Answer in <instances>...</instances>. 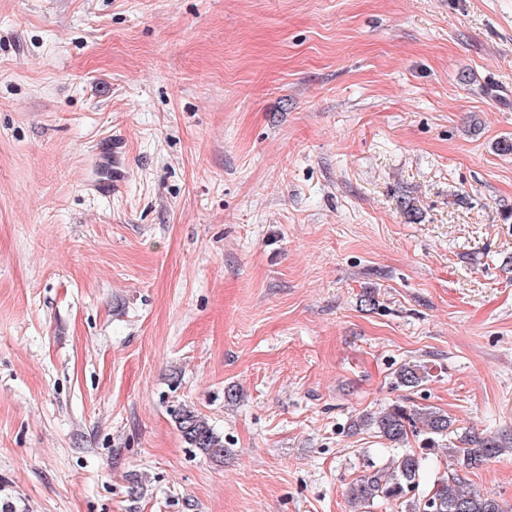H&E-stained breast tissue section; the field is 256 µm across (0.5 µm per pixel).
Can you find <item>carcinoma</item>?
I'll list each match as a JSON object with an SVG mask.
<instances>
[{"label": "carcinoma", "mask_w": 512, "mask_h": 512, "mask_svg": "<svg viewBox=\"0 0 512 512\" xmlns=\"http://www.w3.org/2000/svg\"><path fill=\"white\" fill-rule=\"evenodd\" d=\"M429 377V368L414 362L402 364L396 370V384L404 388H417ZM173 417L188 447L213 458H224V436L196 411L181 405L173 410ZM360 425L373 429L377 437L400 444L408 435L421 439L423 449L433 450L439 442L453 433V422L448 414L432 407L406 406L395 402L378 414L363 416ZM449 450L465 468H476L483 462L497 458L512 450V438L467 433L457 437ZM425 457L405 452L392 460L384 469L362 476L349 488L348 503L351 512H364V508L378 500H400L408 512H503L499 502L471 491L458 478L440 481L432 493L418 497L420 474Z\"/></svg>", "instance_id": "carcinoma-1"}]
</instances>
